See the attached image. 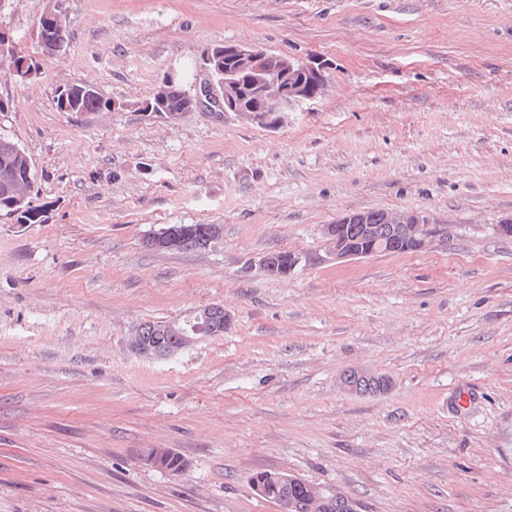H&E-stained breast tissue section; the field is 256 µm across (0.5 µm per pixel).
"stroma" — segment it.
<instances>
[{
	"mask_svg": "<svg viewBox=\"0 0 512 512\" xmlns=\"http://www.w3.org/2000/svg\"><path fill=\"white\" fill-rule=\"evenodd\" d=\"M0 0L37 77L0 75V137L36 171L39 212L0 214V512H279L273 470L362 512H512V0ZM258 46L322 66L321 96L273 128L235 113L139 111L204 50ZM88 84L109 112L59 111ZM423 211L448 248L298 267L322 228ZM220 224L207 249L146 247ZM223 305V337L145 360L149 320ZM388 377L377 395L344 372ZM170 448L172 476L143 460ZM56 15V11H49L45 13L36 24L38 47L43 57L57 56L64 49L66 30L63 24V14H61L62 24L60 27H62L64 35L63 32L57 30L55 24L52 23Z\"/></svg>",
	"mask_w": 512,
	"mask_h": 512,
	"instance_id": "35a3bbf8",
	"label": "stroma"
}]
</instances>
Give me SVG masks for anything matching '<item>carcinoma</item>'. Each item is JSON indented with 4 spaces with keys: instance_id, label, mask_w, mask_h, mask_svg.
I'll list each match as a JSON object with an SVG mask.
<instances>
[{
    "instance_id": "obj_1",
    "label": "carcinoma",
    "mask_w": 512,
    "mask_h": 512,
    "mask_svg": "<svg viewBox=\"0 0 512 512\" xmlns=\"http://www.w3.org/2000/svg\"><path fill=\"white\" fill-rule=\"evenodd\" d=\"M85 93L77 102L79 112H110L112 100L101 96L90 85L82 86ZM34 164L28 153L15 142L0 137V212L11 214L16 209L31 205L32 186L26 181L28 169ZM139 335L144 342L156 344L169 342L172 336L158 330V322L146 321L140 324ZM383 376L349 371L343 374V384L348 391L361 395H375L387 390L382 385ZM255 476L265 477L261 498L280 504L288 500L289 512H352L350 499L333 494L295 476L264 470Z\"/></svg>"
}]
</instances>
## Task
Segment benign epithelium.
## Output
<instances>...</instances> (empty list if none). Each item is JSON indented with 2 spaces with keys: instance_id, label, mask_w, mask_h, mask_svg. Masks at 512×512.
Instances as JSON below:
<instances>
[{
  "instance_id": "7a95c632",
  "label": "benign epithelium",
  "mask_w": 512,
  "mask_h": 512,
  "mask_svg": "<svg viewBox=\"0 0 512 512\" xmlns=\"http://www.w3.org/2000/svg\"><path fill=\"white\" fill-rule=\"evenodd\" d=\"M63 9V0H57L56 10L45 13L36 24V37L40 54L44 57L59 55L65 45L63 32L53 24L57 12ZM0 56L9 60L14 75L26 80L35 74L36 58L17 45L11 28L0 21ZM205 77L190 87L183 86L170 76L153 92L152 101L143 104V110L168 121H179L190 112H235L242 118L260 126H270V120H280L288 106L310 98L311 75L319 73L317 67L286 54L268 53L258 47L236 44H216L203 54ZM185 98V107L179 112L166 109L170 97ZM366 212L360 211L338 217L333 224L323 227V248L313 254L290 251L277 252L262 259L264 269L272 276L285 277L305 263L318 265L369 258L379 249L376 226L365 223ZM392 239L404 244V249L419 252L428 246H448L451 231L444 224L433 222L426 213L408 211L386 216ZM361 223L364 238L351 241L345 235L350 223ZM162 233L170 243L184 242L193 250H202L222 234V227L212 226L209 234L198 239H185L184 232L173 227ZM230 315L221 305H205L183 319L160 324L161 329L179 332L181 323L192 326V335L182 337L177 344L161 342L148 346L138 333L129 338V347L147 360L167 359L201 342L224 334Z\"/></svg>"
}]
</instances>
